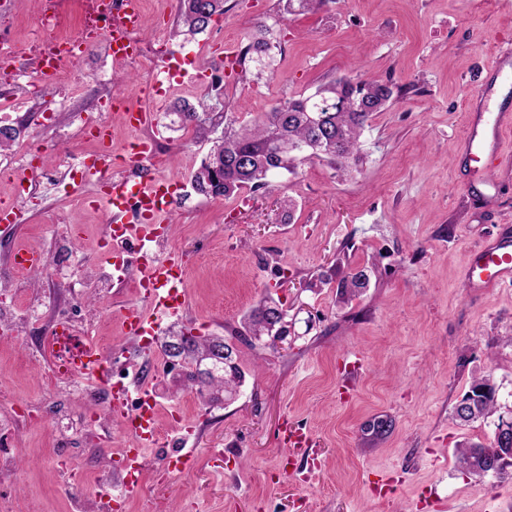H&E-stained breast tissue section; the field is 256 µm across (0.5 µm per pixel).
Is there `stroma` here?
<instances>
[{
    "instance_id": "1",
    "label": "stroma",
    "mask_w": 512,
    "mask_h": 512,
    "mask_svg": "<svg viewBox=\"0 0 512 512\" xmlns=\"http://www.w3.org/2000/svg\"><path fill=\"white\" fill-rule=\"evenodd\" d=\"M40 0H0V20L29 65L37 54L30 26ZM178 0H151L144 41L164 39L166 62L192 63L219 74L218 92L232 105L226 122L239 126L292 97L351 77L390 84L393 96L362 136L357 172L339 175L313 160L296 173L273 177L272 190L243 188L229 198L196 194L192 174L220 138L174 129L175 106L208 98L192 76L164 83L162 95L145 97L155 69L121 68L112 85L99 76L113 63L94 49L79 62L81 87L46 99L66 98L85 119L112 109L113 97L149 110L148 126L116 127L114 149L126 153L152 139L166 158L117 161L113 175L145 182L163 176L175 184L161 256L176 254L186 272L187 304L179 319L156 314L161 332L190 324L199 333L224 335L264 295L292 314V347L239 345L245 383L236 399L211 406L196 427L190 469L163 472L166 458L184 441L173 413L192 417L199 403L185 378L145 380L146 356L122 335L123 311L149 305L128 285L114 283L109 298L85 294L80 281L63 292L94 310L97 341L113 362L128 365L135 385H151L159 406L158 439L143 458L147 480L126 512H512V479L468 472L457 450L489 444L498 417L454 419L456 404L478 379L496 388L499 415L512 414V281L473 293L466 271L473 251L495 239L512 241V130L488 167L496 191L471 186L460 145L468 132V108L479 103L502 44H512V9L498 0H332L324 8L284 13L278 0H224V13L203 33L176 36ZM277 43L262 81L254 62H241L253 41ZM18 143L40 154L55 171L40 186L41 199L23 208L22 226L9 232L16 245L62 256L59 227L80 225L79 255L94 263L110 219L90 183L72 168L93 145L77 126H35L12 121ZM372 268L359 296L337 303L335 289L316 287L323 274L344 276ZM364 355L354 369L344 355ZM46 405L67 416L68 445L56 444L52 420L35 418L18 432L19 467L9 478L18 512H70L68 476L53 460L75 469H97L111 455L117 469L128 442L112 422L99 444L85 441L76 423L77 397L54 393L27 336H0V404ZM309 434V448L293 454L285 475L283 423Z\"/></svg>"
}]
</instances>
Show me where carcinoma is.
Wrapping results in <instances>:
<instances>
[{"label":"carcinoma","instance_id":"carcinoma-1","mask_svg":"<svg viewBox=\"0 0 512 512\" xmlns=\"http://www.w3.org/2000/svg\"><path fill=\"white\" fill-rule=\"evenodd\" d=\"M283 10L294 12L314 11L326 0H283ZM224 13V0H180V21L186 32L195 35L206 31L215 15ZM393 96L386 83L362 80L357 85L350 81H334L319 88L313 95L287 100L273 111L265 113L255 124L237 130L226 129L216 141L201 169L193 174L195 192L209 198H228L244 185L253 190L271 186L270 177L283 173L293 174L299 165L313 158H325L341 172L349 170L350 160L359 151L360 139L373 113L382 111ZM217 112H198L185 103L176 109L177 123L182 129H191L204 136L217 126V120L226 116L228 104L217 99ZM244 156L247 163L238 158ZM322 285L336 284V297L347 302L360 290L368 287L370 275L363 267L338 281L324 275ZM288 314L283 304L270 297H261L256 306L244 315L241 326L231 329L230 336L238 342L252 346L258 336L267 335V324ZM215 336L194 334V328L185 326L175 341L165 342L164 348L177 351L189 363L196 362L210 347ZM204 403L220 400L226 393H235L243 385L245 374L238 363L213 366L210 380H198L195 373L187 375ZM496 411L493 392L481 394L470 403L454 407V417L469 422L487 418ZM496 442L458 449L459 462L471 473L488 472L497 478L503 473L494 472L497 462Z\"/></svg>","mask_w":512,"mask_h":512}]
</instances>
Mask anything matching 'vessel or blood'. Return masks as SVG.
<instances>
[{
	"instance_id": "obj_1",
	"label": "vessel or blood",
	"mask_w": 512,
	"mask_h": 512,
	"mask_svg": "<svg viewBox=\"0 0 512 512\" xmlns=\"http://www.w3.org/2000/svg\"><path fill=\"white\" fill-rule=\"evenodd\" d=\"M114 11L121 19L123 27L142 30L145 16L140 0H112ZM512 129V114L502 111H487L473 114L470 118V132L464 143V152L477 168L472 174V183L476 186L490 187L483 168L484 163L492 162L498 155L504 131ZM137 197L142 205L141 221L146 224L149 239L161 238L164 227L157 224V215L168 208L171 197L170 182L166 178L153 179L150 185L140 186L127 178H113L110 192L104 194L102 201L108 205L115 219L113 228L123 233L124 224L120 218L127 197ZM140 264L147 272L148 286L144 297L157 311L173 314L186 304L184 289V267L175 258L162 259L150 251H142ZM471 288L483 291L512 280V244L497 241L487 243L476 249L468 271ZM123 324L128 336L139 339L154 333L156 322L135 308L126 309ZM108 357L93 340L83 337L79 340V350L72 359L69 371L79 376L100 374L107 364ZM112 410L123 418L125 434L129 446L125 450L124 481L128 491H135L136 473L142 466L146 448L154 446L157 440L155 427V403L153 398H145L143 407L135 412L124 409L122 396H114Z\"/></svg>"
}]
</instances>
